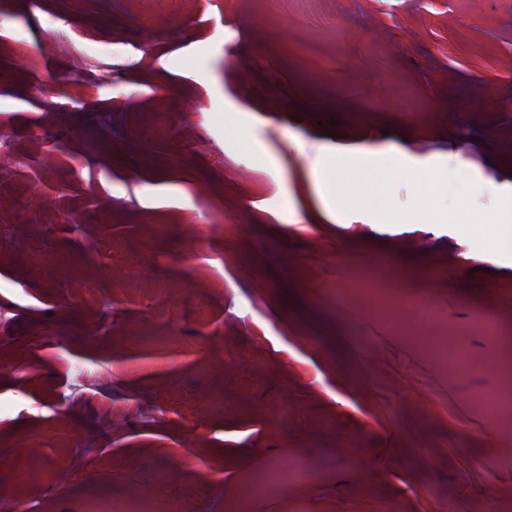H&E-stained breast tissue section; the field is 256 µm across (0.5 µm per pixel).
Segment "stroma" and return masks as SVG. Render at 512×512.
<instances>
[{
    "mask_svg": "<svg viewBox=\"0 0 512 512\" xmlns=\"http://www.w3.org/2000/svg\"><path fill=\"white\" fill-rule=\"evenodd\" d=\"M312 46L336 66L310 82ZM511 127L512 0H0V512H512V410L478 411L512 385V257L313 179L371 153L465 173L487 208ZM374 267L349 323L326 296ZM406 293L495 366L442 372L414 316L387 334ZM284 474L277 467L271 468L263 475L258 482L252 486V496L256 499L263 498L271 494L283 481ZM86 512H149L154 510L150 496L142 494L139 498L114 501L112 496L91 499L85 505Z\"/></svg>",
    "mask_w": 512,
    "mask_h": 512,
    "instance_id": "35a3bbf8",
    "label": "stroma"
}]
</instances>
